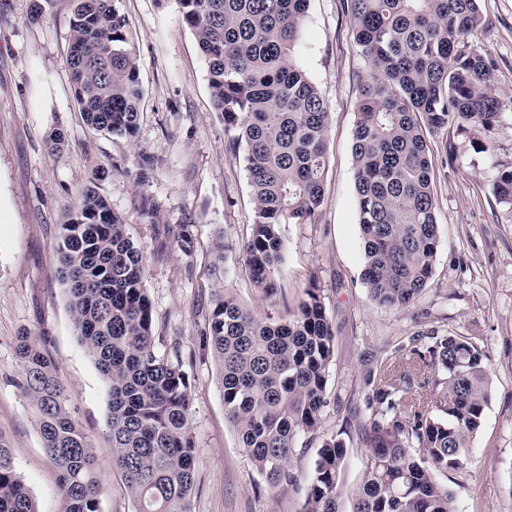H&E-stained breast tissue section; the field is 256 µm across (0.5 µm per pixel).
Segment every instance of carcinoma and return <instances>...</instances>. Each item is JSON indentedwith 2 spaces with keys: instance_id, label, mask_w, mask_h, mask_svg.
<instances>
[{
  "instance_id": "obj_1",
  "label": "carcinoma",
  "mask_w": 512,
  "mask_h": 512,
  "mask_svg": "<svg viewBox=\"0 0 512 512\" xmlns=\"http://www.w3.org/2000/svg\"><path fill=\"white\" fill-rule=\"evenodd\" d=\"M74 2L68 69L83 119L131 137L144 89L119 0ZM173 2L205 59L233 152H242L254 212L243 253L253 281L271 293L284 254L281 225L311 223L323 199L329 112L300 55L309 0ZM346 7L367 61L352 139L361 279L373 302L405 311L428 286L438 246L429 137L455 123L472 131L477 152H489L504 108L491 86L496 61L468 42L482 23L479 0H346ZM493 193L512 204V169L498 173ZM56 251L78 340L108 387L112 468L133 512H190L192 384L179 347L158 350L142 255L93 188L60 225ZM334 338L316 287L286 322L257 318L221 288L205 334L225 419L269 487L296 484L290 455L301 438H321L301 512H340L346 442L320 436ZM424 338L400 362L368 372L357 436L369 454L353 512H456L437 475L467 465L489 374L468 338L437 329ZM16 355L62 512H101L99 464L55 363L28 331L17 337ZM0 512H38L1 436Z\"/></svg>"
}]
</instances>
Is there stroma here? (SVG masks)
Returning a JSON list of instances; mask_svg holds the SVG:
<instances>
[{
  "instance_id": "35a3bbf8",
  "label": "stroma",
  "mask_w": 512,
  "mask_h": 512,
  "mask_svg": "<svg viewBox=\"0 0 512 512\" xmlns=\"http://www.w3.org/2000/svg\"><path fill=\"white\" fill-rule=\"evenodd\" d=\"M32 4L0 0V434L38 512H61V499L35 410L17 385L16 338L24 330L54 361L69 410L95 450L102 512L133 510L112 468L107 386L77 338L55 252L60 224L90 186L125 220L143 257L159 349L181 346L196 445L191 512H300L318 442L299 441L292 456L301 485L268 489L225 419L204 336L216 289L259 318L284 321L314 286L335 332L323 433L344 429L368 392L366 370L413 336L431 329L464 336L485 354L490 399L470 460L448 485L458 512H512V204L492 192L497 172L512 168V0H480L483 22L469 37L495 57L494 85L506 103L489 153L476 152L453 124L431 139L439 243L430 285L405 312L378 307L361 281L352 137L367 62L344 0H310L307 12L302 63L330 112L323 202L313 223L282 225L285 252L271 295L252 281L241 249L254 217L247 173L231 154L207 66L173 0L119 4L145 93L131 138L82 120L67 65L73 0H53L36 22ZM55 132L64 140L52 150ZM177 224L187 225L189 248L167 235ZM219 236L233 246L220 276L212 254Z\"/></svg>"
}]
</instances>
